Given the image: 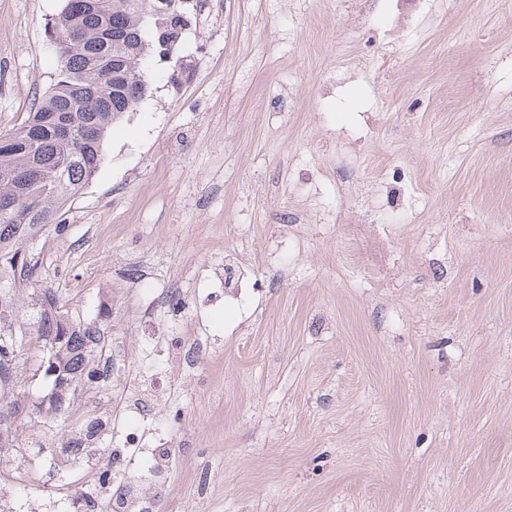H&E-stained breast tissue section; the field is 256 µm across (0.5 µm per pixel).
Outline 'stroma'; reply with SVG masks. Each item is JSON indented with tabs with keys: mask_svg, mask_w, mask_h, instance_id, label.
<instances>
[{
	"mask_svg": "<svg viewBox=\"0 0 512 512\" xmlns=\"http://www.w3.org/2000/svg\"><path fill=\"white\" fill-rule=\"evenodd\" d=\"M178 51L39 238L137 345L184 290L160 512H512V0H191ZM63 0H0V132L53 84ZM234 251L237 298L196 280ZM86 382L57 430L79 436ZM32 461L0 512H67ZM197 336H190V341L186 343V337L182 338L173 353L176 362L182 368H194L199 359H203L206 353V340L208 336L206 325L202 322L197 323Z\"/></svg>",
	"mask_w": 512,
	"mask_h": 512,
	"instance_id": "obj_1",
	"label": "stroma"
}]
</instances>
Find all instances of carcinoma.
<instances>
[{"label":"carcinoma","mask_w":512,"mask_h":512,"mask_svg":"<svg viewBox=\"0 0 512 512\" xmlns=\"http://www.w3.org/2000/svg\"><path fill=\"white\" fill-rule=\"evenodd\" d=\"M82 2L65 0L46 23L59 36L57 77L24 123L0 135V454L22 461L94 456L85 440L51 427L83 380L107 375L112 351V337L43 284L34 242L64 230L62 204L100 167L111 125L143 101L146 65L163 59L164 33L181 15L193 19L181 0ZM62 123L76 132L68 144L55 133ZM95 361L102 370L90 367ZM34 427L40 439L21 441Z\"/></svg>","instance_id":"1"}]
</instances>
